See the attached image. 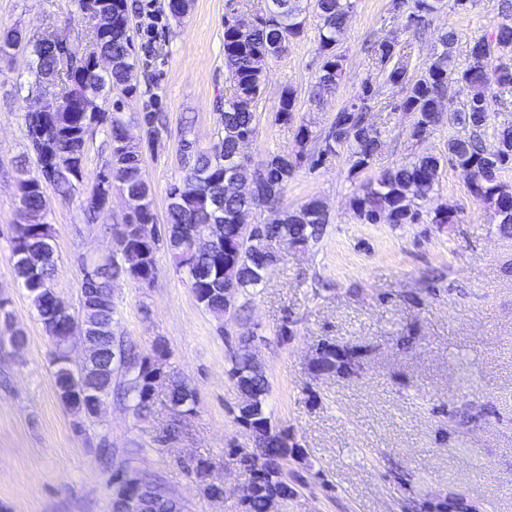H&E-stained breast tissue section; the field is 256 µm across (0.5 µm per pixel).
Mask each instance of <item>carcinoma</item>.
I'll use <instances>...</instances> for the list:
<instances>
[{"mask_svg": "<svg viewBox=\"0 0 512 512\" xmlns=\"http://www.w3.org/2000/svg\"><path fill=\"white\" fill-rule=\"evenodd\" d=\"M302 0H267L264 10L242 14L238 25L224 20V65L236 96H220L215 107L219 111L218 150L201 151L189 138L191 128L181 131L180 152L184 175L168 192L164 231L153 239L140 241L128 231L112 239L109 251L83 263L82 302L78 316L60 315L66 302L53 287L57 255L53 227L44 221L47 211V190L27 193L24 209L43 219L38 224L20 222L13 225L11 253L28 252L31 264L12 261V271L20 285L26 288L37 317L48 336L69 342L88 341L91 367L72 369L56 362L54 384L62 403L75 414H83L72 395L83 388L104 389L112 393L114 377L120 374L123 397L133 403L134 411L142 416L150 412L146 390L150 373L146 357L112 335L110 327L114 304L103 307L97 296L112 292L113 283L122 278L147 282L157 265V253L166 248L179 269L195 288L196 301L217 316L228 313L224 304V289H233V299L259 285L274 269L279 255L269 242L285 247L306 246L320 238L327 213L318 199H311L296 208H284L281 199L302 164L318 165L325 157L345 146L350 151V173L363 172L378 155L385 141L382 132L369 126L365 119L376 92L365 85L357 99L336 112L333 123L315 135L306 124L295 127L296 150L292 154L272 153L262 160V167L243 162L238 156L239 139L244 132L256 129L254 102L259 97L270 63L280 57L288 45L305 35L306 9ZM440 0H392L396 11L415 17L411 30L420 29ZM355 0H314L313 11L319 20L317 54L320 60L316 76L317 92L336 89L342 75L343 57L336 52ZM140 6L135 0H112V28L102 42L112 57V71L104 76L78 78L82 89L95 97L112 99L117 91L132 98L135 89H125L126 72L138 64L133 54L134 19ZM442 50L433 54L422 73L413 77L408 72L404 56L387 39L371 45V59L389 83L401 85L403 97L397 109L412 118L410 137L419 142L429 137L440 124V113H448V121L469 129L466 137H450L442 153L426 152L413 160L381 171L362 185L361 192L351 200L355 217L363 224L376 223L375 216L392 214L393 224H417L424 205L431 203L439 190L441 168L450 163L471 169L470 195L490 204L499 218L500 231L512 234V186L500 180L501 173L512 168V122L494 129L496 142L503 146L498 161H491L484 144L488 117L492 105L509 106L502 93L512 90V63L502 59L512 52V14H503L491 37L478 38L466 46L468 63L458 66L454 55L456 34L441 35ZM26 50L36 66L31 73H48L55 69L52 47L39 39L26 43ZM297 94L291 85L282 87L274 119L292 124ZM28 148L36 161L43 160L35 138L36 131L45 130L54 143L59 163L49 185L54 193L66 200L84 184V163L88 122L81 112L65 113L58 127L49 125L42 112L23 115ZM144 134L140 141H128L122 132L128 123L126 112L116 108L103 109L95 126L106 133L110 142L109 159L104 169L111 181L97 179L84 199L83 211L88 220L95 219L96 203L117 187L120 193L142 207L126 214V224H155L158 221L151 187L146 179L143 144L158 140L155 112H139L135 116ZM267 212L263 219L264 236H251L236 223L238 213L248 204ZM140 247L145 253L140 270L129 268L121 260L124 247ZM366 350L357 345L342 349L336 358V346L327 344L319 353L315 367L343 377L355 375L361 369ZM236 390L250 396L249 416L253 418L261 447L247 451L238 448L235 455L242 468L261 472L260 482L243 512H265L266 496L274 492L288 493L282 482L280 461L288 458L293 446L288 436L273 430L266 412L269 382L261 365L245 358L232 359L228 370ZM167 396L175 408L195 409L197 396L181 379H167Z\"/></svg>", "mask_w": 512, "mask_h": 512, "instance_id": "obj_1", "label": "carcinoma"}]
</instances>
